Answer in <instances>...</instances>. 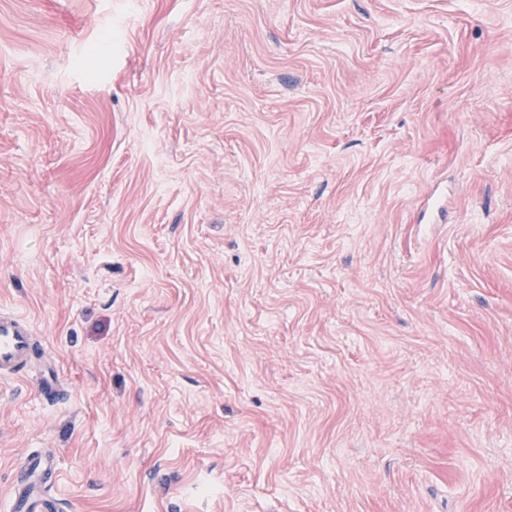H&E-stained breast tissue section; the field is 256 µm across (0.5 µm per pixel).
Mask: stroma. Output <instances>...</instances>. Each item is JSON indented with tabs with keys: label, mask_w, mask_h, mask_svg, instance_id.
<instances>
[{
	"label": "stroma",
	"mask_w": 512,
	"mask_h": 512,
	"mask_svg": "<svg viewBox=\"0 0 512 512\" xmlns=\"http://www.w3.org/2000/svg\"><path fill=\"white\" fill-rule=\"evenodd\" d=\"M0 512H512V0H0ZM35 338L25 319L0 312V379L26 373ZM41 466L45 483H51L54 470L48 458L38 457L33 462L23 464L16 473L15 483L12 489L10 511L12 512H54L55 508L47 501L37 498L30 485V469ZM19 487H22L19 489ZM18 489V490H17ZM17 490V491H16Z\"/></svg>",
	"instance_id": "obj_1"
}]
</instances>
